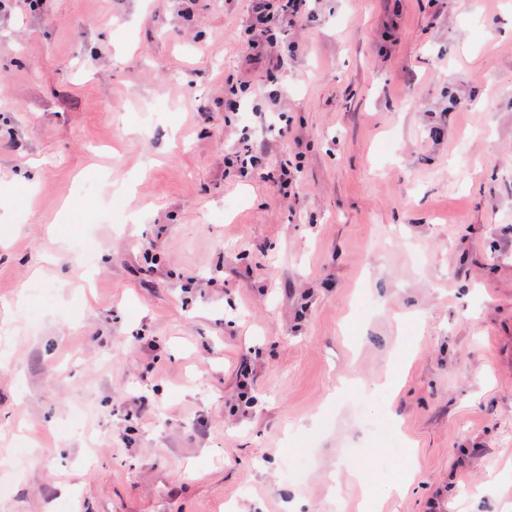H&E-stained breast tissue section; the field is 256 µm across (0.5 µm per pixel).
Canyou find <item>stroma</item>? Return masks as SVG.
Listing matches in <instances>:
<instances>
[{
    "mask_svg": "<svg viewBox=\"0 0 512 512\" xmlns=\"http://www.w3.org/2000/svg\"><path fill=\"white\" fill-rule=\"evenodd\" d=\"M248 8L0 0V512H512V0ZM250 24L245 32L250 37L253 51L250 60L256 64H270L272 61L267 47L276 41L277 33L272 29L276 17L296 18L302 14L303 2L307 0H250ZM369 428L376 433L384 445L383 453L378 456L377 463L384 464L392 456H396L400 448L398 436L387 428V420L366 419Z\"/></svg>",
    "mask_w": 512,
    "mask_h": 512,
    "instance_id": "35a3bbf8",
    "label": "stroma"
}]
</instances>
